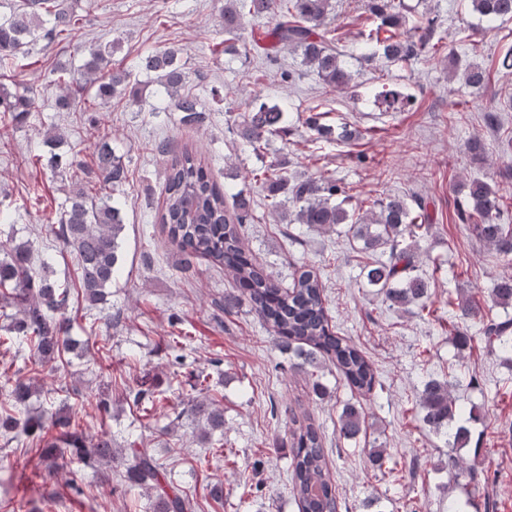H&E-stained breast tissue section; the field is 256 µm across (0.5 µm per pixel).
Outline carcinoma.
<instances>
[{"label":"carcinoma","mask_w":512,"mask_h":512,"mask_svg":"<svg viewBox=\"0 0 512 512\" xmlns=\"http://www.w3.org/2000/svg\"><path fill=\"white\" fill-rule=\"evenodd\" d=\"M73 0H19L0 13V61L24 58L37 42L45 45L69 38L83 16L77 14ZM472 11L492 23L512 17V0H471ZM331 0H226L224 33L230 35L245 23L268 20L265 31L275 45L297 52L304 66L316 72L327 85L349 88L351 74L343 60L344 52L328 37L331 32ZM366 13L373 26L362 33L360 59L366 62L408 63L422 56L435 57L441 50L434 40L437 17L418 18L408 24L403 0H367ZM121 40L112 39L89 50L79 64L69 63L56 69L55 82L70 88L56 99L60 110L110 112L112 101L127 99L136 112L152 117L162 112L181 113L182 123L195 126L204 120L198 99L186 89L188 72L181 63L180 50L169 47L143 58L139 80L131 71L112 65V56L120 49ZM489 73L478 65L465 68L466 84L483 85ZM405 96L392 88H382L375 102L386 112L401 110ZM35 111V99L26 92L11 91L0 82V113L10 122H0V140L9 138L10 126L27 121ZM303 123L315 135L329 142L349 143L353 133L346 126L322 123V113L311 108ZM233 133L251 150L259 153L269 141L288 133V113L276 103L253 101L234 122ZM44 143L45 154L34 156L32 163L57 176H71L83 164L75 155L57 151L64 143L60 133H49ZM170 156L165 169L163 201L156 212L155 223L161 225L168 241L177 245L181 270L191 272L195 261L208 259L227 270L235 282L234 289L224 294V312L233 313L248 306L261 324L272 333L273 343L296 357L292 368L316 376L330 362L352 391L363 396L382 387L378 376L355 344L335 334L332 329L323 288L317 275L300 268L292 288H284L271 273L259 267L249 255L244 240L246 224L252 218L250 198L238 192L231 195L233 207L226 205V194L217 186L204 153L192 147H166ZM254 184L263 193L266 205L276 213L293 206V221L319 228L337 224L350 225V231L361 243V252L388 249L386 260H372L364 265L367 285L378 289L391 308L429 306V277L417 272L419 241L429 229L430 216L422 203L390 195L372 201L371 215L357 216L347 208L350 197L334 182L317 178L293 180L278 158L250 171ZM90 189H78L62 204L46 231L76 257L80 273L82 297L92 306L103 304L108 289L121 266V244L125 224L121 203L111 197L92 192L102 182L118 191L128 179L124 157L110 142L102 140L93 152V167L85 172ZM465 203L458 208V220L482 242L495 249L496 256L512 263V224L505 223L503 196L489 182L475 178L467 185ZM30 249L17 244L13 237L0 240V289L18 306L20 316L9 328L13 333L6 349L22 356L29 350L32 361L40 365L65 362L72 350L68 336L70 289L54 278L47 267L35 268L30 262ZM498 306L512 305V276L496 281L491 292ZM485 347L512 364V319L488 318L483 322ZM33 383L18 377L4 386L5 405L0 410V434L23 432L40 437L53 458L60 451L87 462H110L115 456L112 438L103 434L88 438L69 419L46 422L42 414L24 408L34 393ZM154 385L142 379L130 390L129 398L143 413L154 404ZM418 405L425 428L444 438L448 446V471L467 479L465 486L474 489L489 482L488 475L467 465L460 450L471 443L470 423L480 420L474 409L456 405L451 384L446 380H427L418 394ZM182 412L189 413L203 437L224 430V411L212 396L194 397ZM292 458L290 464L291 494L298 512H337L338 496L327 462L324 436L320 425L308 415L291 418ZM365 429L363 407L347 402L338 416L339 438L352 441ZM369 461L382 476L398 477V462L386 448H371ZM124 480L154 492L152 512H200L194 498L168 486L163 464L152 454L131 449Z\"/></svg>","instance_id":"cac0c4a2"}]
</instances>
